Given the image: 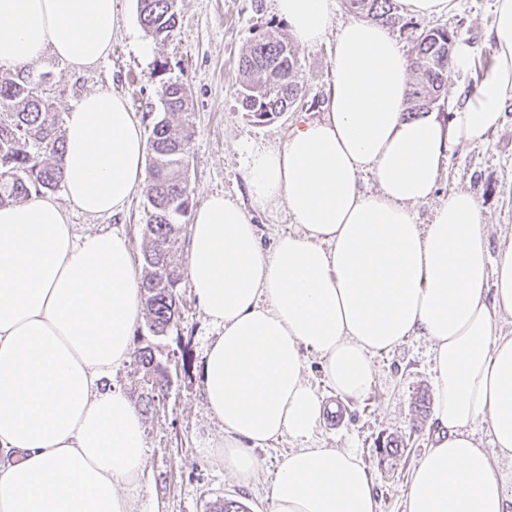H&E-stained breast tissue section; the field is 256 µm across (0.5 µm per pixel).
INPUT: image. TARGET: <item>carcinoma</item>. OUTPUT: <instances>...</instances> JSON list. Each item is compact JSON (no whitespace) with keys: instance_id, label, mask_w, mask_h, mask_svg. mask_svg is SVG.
<instances>
[{"instance_id":"1","label":"carcinoma","mask_w":512,"mask_h":512,"mask_svg":"<svg viewBox=\"0 0 512 512\" xmlns=\"http://www.w3.org/2000/svg\"><path fill=\"white\" fill-rule=\"evenodd\" d=\"M178 0H138L142 28L158 43L168 41L178 24ZM354 14L383 24L396 22L395 0H344ZM457 33L433 27L416 38L409 58L414 82L407 98V114L430 109L440 97L450 66L448 45ZM168 62L157 60L152 75L159 79L157 93L163 116L148 139L149 166L146 186L147 212L142 251L145 276L141 281L148 327L162 335L178 316L183 273L173 262L172 251L185 229L191 207L188 157L192 110L183 83L164 80ZM242 81L238 100L256 122L269 121L296 107L303 97L298 81L300 62L288 40L272 31L259 33L239 63ZM65 139L55 102L35 94L33 72L19 67L0 79V206L45 195L63 182ZM143 369L142 411L149 412L165 395L166 382L152 353H139Z\"/></svg>"}]
</instances>
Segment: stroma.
<instances>
[{
	"instance_id": "35a3bbf8",
	"label": "stroma",
	"mask_w": 512,
	"mask_h": 512,
	"mask_svg": "<svg viewBox=\"0 0 512 512\" xmlns=\"http://www.w3.org/2000/svg\"><path fill=\"white\" fill-rule=\"evenodd\" d=\"M119 30L112 52L93 67L75 71L52 55L34 65L40 76L38 91L54 99L61 113L71 112L87 94L113 90L121 94L150 131L160 114L158 84L150 73L156 58L167 59L169 77L186 83L192 102L189 178L195 205L221 193L249 203L244 156L248 146L276 145L299 119L325 116L335 85V34L313 46L293 43L301 62L300 81L306 90L300 108L266 122L245 117L237 101L238 62L254 35L278 26L287 33L273 0H178L179 24L173 40L157 44L140 25L137 0H118ZM495 22V0H456L448 14L422 18L401 12L390 33L405 53L423 29L444 27L457 31L473 47L467 72H448L432 115L449 124L476 84L477 74L492 68L495 47L490 32ZM457 191H468L480 201L490 252L512 242V100L501 125L483 140L449 142L444 166L433 197L415 205L418 223H430L434 210ZM146 194L137 189L120 213L91 217L71 209L77 235L112 228L123 231L134 253L144 246ZM215 330L209 324L191 287H183L179 318L166 334L154 335L146 319H139L131 336L132 359L112 375V385L133 404H140L143 374L136 352L150 351L166 376L168 386L155 411L143 414L146 469L142 489L132 491V512H219L225 500L244 504L248 512H271L270 489L275 472L292 449L290 440L269 441L256 449L259 471L250 486H239L210 453L221 428L209 413L202 389L201 366L206 345ZM430 341L412 337L395 349L375 356L374 384L356 400L346 401L342 426L322 423L314 433L327 448H352L366 464L381 512H402L410 473L429 448L432 414L421 401H433Z\"/></svg>"
}]
</instances>
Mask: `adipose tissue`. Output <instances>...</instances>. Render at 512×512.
<instances>
[{"label":"adipose tissue","instance_id":"1","mask_svg":"<svg viewBox=\"0 0 512 512\" xmlns=\"http://www.w3.org/2000/svg\"><path fill=\"white\" fill-rule=\"evenodd\" d=\"M304 45L335 34L336 85L323 119L271 149H248L251 207L284 206L296 226L265 248L251 207L215 194L189 226L187 277L218 334L202 368L217 454L242 486L256 448L299 441L272 483L271 512H379L361 457L311 445L322 395L304 377L315 352L336 393L370 390L373 354L412 336L433 347L434 437L403 512H512L491 457L512 458V243L491 254L482 210L454 193L431 223L449 140L496 129L512 98V0H495L496 61L452 119L407 116L409 60L381 25L331 32L335 0H274ZM117 0H0V67L52 54L80 71L107 57ZM65 197L90 216L124 210L146 179L148 142L125 99L103 90L68 112ZM378 188L363 193L357 174ZM141 311L129 239L77 237L47 196L0 207V512H130L146 466L138 409L112 389ZM484 428L489 448L478 446Z\"/></svg>","mask_w":512,"mask_h":512}]
</instances>
